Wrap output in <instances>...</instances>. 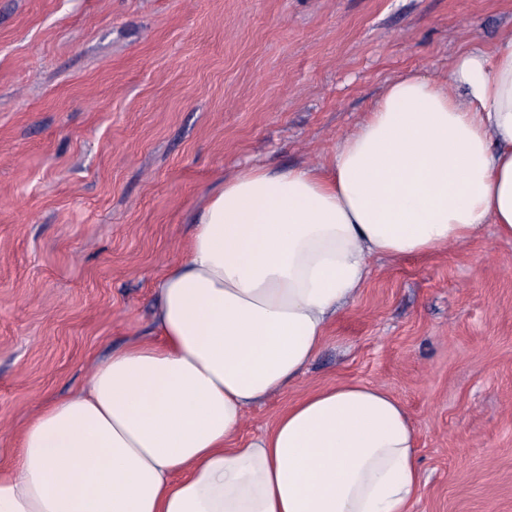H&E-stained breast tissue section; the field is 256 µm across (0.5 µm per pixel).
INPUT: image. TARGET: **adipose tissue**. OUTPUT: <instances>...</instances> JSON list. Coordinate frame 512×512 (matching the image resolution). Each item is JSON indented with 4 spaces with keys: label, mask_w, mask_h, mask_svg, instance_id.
<instances>
[{
    "label": "adipose tissue",
    "mask_w": 512,
    "mask_h": 512,
    "mask_svg": "<svg viewBox=\"0 0 512 512\" xmlns=\"http://www.w3.org/2000/svg\"><path fill=\"white\" fill-rule=\"evenodd\" d=\"M512 239V27L435 77L389 79L321 163L241 168L156 282V338L98 363L23 425L0 512H412L416 435L381 387L346 382L238 441L295 383L373 260Z\"/></svg>",
    "instance_id": "ef3b65f1"
}]
</instances>
